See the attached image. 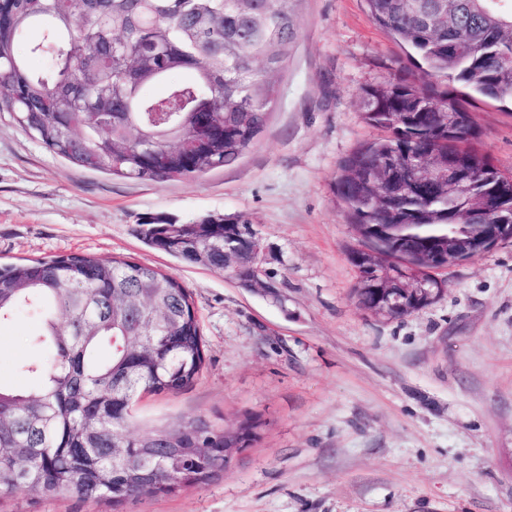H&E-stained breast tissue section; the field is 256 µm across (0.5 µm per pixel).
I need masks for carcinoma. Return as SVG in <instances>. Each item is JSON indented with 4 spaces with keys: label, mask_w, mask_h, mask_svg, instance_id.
<instances>
[{
    "label": "carcinoma",
    "mask_w": 512,
    "mask_h": 512,
    "mask_svg": "<svg viewBox=\"0 0 512 512\" xmlns=\"http://www.w3.org/2000/svg\"><path fill=\"white\" fill-rule=\"evenodd\" d=\"M302 0H0V109L49 153L73 166L142 181L199 177L244 156L267 124L281 89L278 74L298 41ZM372 19L407 44L427 66L479 95L512 99V58L497 45L512 42V0H365ZM45 25L40 42L19 50L24 31ZM56 61L51 72L27 58ZM164 85L158 96L145 93ZM364 120L388 135L359 146L340 167L336 188L353 224L379 226L377 237L397 246L389 257L443 239L446 225L471 211L465 232L495 223L480 194L448 199L437 185L410 180V150L453 155L466 167L498 174L512 197V175L464 143L475 138L470 115L448 93L421 91L400 78L362 97ZM462 134L448 136V113ZM392 170L383 203L367 204L364 187L346 173ZM242 264L251 247L222 216L184 232L166 222L143 224L153 248L197 263L206 240L215 255L207 268L224 271V234ZM388 293L413 275L390 266ZM37 314L33 341L45 361L21 366L36 380L32 392L0 386V495L42 498L70 493L118 504L172 494L206 483L233 455L259 438L260 421L246 415L229 434L204 418L137 431L132 400L141 392L178 393L204 367V341L189 290L152 266L68 254L0 264V322Z\"/></svg>",
    "instance_id": "cac0c4a2"
}]
</instances>
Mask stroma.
I'll return each mask as SVG.
<instances>
[{
    "instance_id": "stroma-1",
    "label": "stroma",
    "mask_w": 512,
    "mask_h": 512,
    "mask_svg": "<svg viewBox=\"0 0 512 512\" xmlns=\"http://www.w3.org/2000/svg\"><path fill=\"white\" fill-rule=\"evenodd\" d=\"M281 98L237 163L191 179L141 181L49 154L0 112V263L80 254L150 265L189 289L205 364L189 389L138 394L136 425L253 414L260 437L210 481L115 507L64 493L0 498V512H512V240L435 270L443 293L388 319L359 303L351 253L364 244L336 192L340 163L379 136L365 89L419 78L407 46L363 0H303ZM474 146L512 174V102L460 96ZM209 214L262 238L268 287L148 246L154 218ZM38 316L0 325V385L32 390L23 362Z\"/></svg>"
}]
</instances>
